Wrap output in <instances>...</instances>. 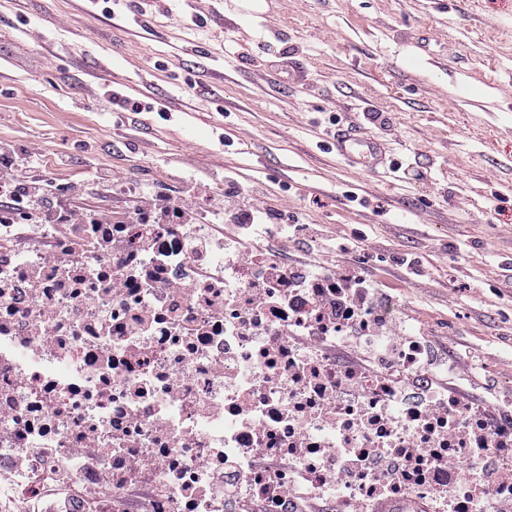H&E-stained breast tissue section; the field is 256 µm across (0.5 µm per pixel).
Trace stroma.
<instances>
[{"mask_svg":"<svg viewBox=\"0 0 512 512\" xmlns=\"http://www.w3.org/2000/svg\"><path fill=\"white\" fill-rule=\"evenodd\" d=\"M138 3L0 0V143L67 155L92 198L98 168L262 187L285 223L363 238L402 317L457 357V392L511 399L512 0ZM351 122L393 176L330 152Z\"/></svg>","mask_w":512,"mask_h":512,"instance_id":"35a3bbf8","label":"stroma"}]
</instances>
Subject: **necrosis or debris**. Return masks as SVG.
I'll return each mask as SVG.
<instances>
[{
	"label": "necrosis or debris",
	"instance_id": "4bbe7bcc",
	"mask_svg": "<svg viewBox=\"0 0 512 512\" xmlns=\"http://www.w3.org/2000/svg\"><path fill=\"white\" fill-rule=\"evenodd\" d=\"M24 215L0 224V512H489L475 486L512 490V418L437 386L418 337L337 359L350 298L266 243L241 262L220 224Z\"/></svg>",
	"mask_w": 512,
	"mask_h": 512
}]
</instances>
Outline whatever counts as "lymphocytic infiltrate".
I'll return each mask as SVG.
<instances>
[{
  "label": "lymphocytic infiltrate",
  "instance_id": "1",
  "mask_svg": "<svg viewBox=\"0 0 512 512\" xmlns=\"http://www.w3.org/2000/svg\"><path fill=\"white\" fill-rule=\"evenodd\" d=\"M50 171L42 153L25 146L0 148V199L23 206L27 221L31 224H99L109 211L102 206L78 204L79 190L76 184L64 183V197L50 195L45 185ZM132 212L138 220L155 224L177 221L181 224H220L224 227V246L237 247L240 239L257 237L266 240L271 251L279 257H287L290 249L298 246L316 247L323 253L338 251L335 238L323 234L321 229L309 224L275 225L276 214L259 199L243 204L234 183L224 186L223 194H215L205 180H186L181 194L173 196L157 190H134L130 197ZM337 290L352 291L358 304L369 308L388 306L389 298L382 287L368 272L351 275L347 262L337 265ZM410 330L402 319L386 322L376 320L355 321L337 348H353L357 354H365L367 339L371 336L389 338L409 335Z\"/></svg>",
  "mask_w": 512,
  "mask_h": 512
}]
</instances>
